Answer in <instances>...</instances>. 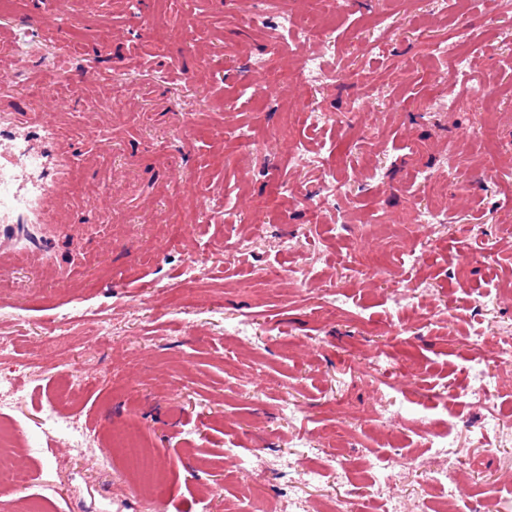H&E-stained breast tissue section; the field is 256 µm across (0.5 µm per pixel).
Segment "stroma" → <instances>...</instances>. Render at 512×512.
Instances as JSON below:
<instances>
[{
    "label": "stroma",
    "instance_id": "35a3bbf8",
    "mask_svg": "<svg viewBox=\"0 0 512 512\" xmlns=\"http://www.w3.org/2000/svg\"><path fill=\"white\" fill-rule=\"evenodd\" d=\"M259 5L66 0L63 75L43 30L0 40V64L31 53L44 83L69 100L59 144L74 151L76 171L58 276L21 263L0 279V372L17 387L0 404L28 474L24 486L0 487V512H163L175 499L182 512H245L288 491L323 512L356 500L357 488L319 475L308 449L329 445L358 464L399 443L438 467L409 412L427 396L434 430L470 446L466 494L512 489V365L495 392L497 454L449 427L438 399L470 383L466 329L512 345V297L500 288L512 277V40L496 34L512 29V10L500 0H469L463 13L456 0H349L346 11L315 14L311 0H281L334 31L326 70L351 69L304 87L292 46L272 50L252 22ZM145 14L156 24L148 40ZM388 26L392 36L381 37ZM455 44L464 78L453 75ZM106 56L111 80L87 84L84 72ZM247 86L259 95H243ZM113 99L122 111L99 109ZM298 103L319 125L293 121ZM177 110L195 123L187 149ZM325 170L341 190L316 219L299 199L318 198ZM91 184L119 206L83 223ZM424 209L437 222L419 223ZM236 241L249 247L245 261H225ZM362 264L406 273L415 294L395 302L397 280L360 279L352 269ZM271 268L307 279L273 282ZM333 284L336 301L323 295ZM481 293L492 303L466 314ZM377 355L392 361L378 378L368 367ZM62 360L80 371L61 397ZM289 400L296 416L283 408ZM54 403L85 434L82 446L43 433ZM131 419L163 474L142 506L112 446Z\"/></svg>",
    "mask_w": 512,
    "mask_h": 512
}]
</instances>
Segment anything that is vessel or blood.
I'll return each mask as SVG.
<instances>
[{
	"label": "vessel or blood",
	"mask_w": 512,
	"mask_h": 512,
	"mask_svg": "<svg viewBox=\"0 0 512 512\" xmlns=\"http://www.w3.org/2000/svg\"><path fill=\"white\" fill-rule=\"evenodd\" d=\"M54 90L0 105V270L17 255L56 263L57 200L73 171V155L57 145Z\"/></svg>",
	"instance_id": "1"
}]
</instances>
